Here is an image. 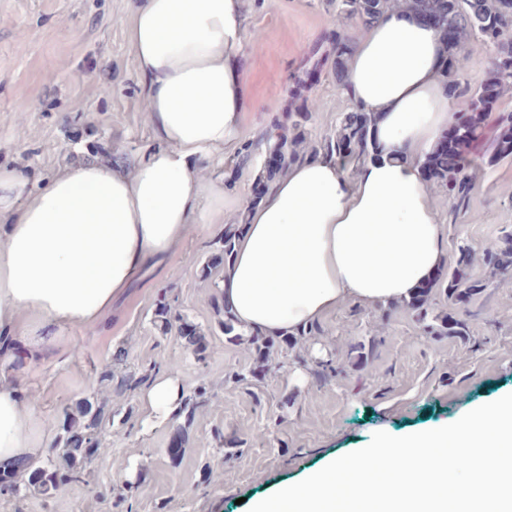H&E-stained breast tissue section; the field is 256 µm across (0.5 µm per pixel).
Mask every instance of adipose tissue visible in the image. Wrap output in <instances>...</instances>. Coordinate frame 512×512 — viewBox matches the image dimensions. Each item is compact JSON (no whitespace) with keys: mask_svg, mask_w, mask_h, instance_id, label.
I'll list each match as a JSON object with an SVG mask.
<instances>
[{"mask_svg":"<svg viewBox=\"0 0 512 512\" xmlns=\"http://www.w3.org/2000/svg\"><path fill=\"white\" fill-rule=\"evenodd\" d=\"M128 39L158 143L129 165L83 161L32 189L0 168V465L42 458L49 425L23 406L3 371L24 349L37 361L74 326L97 330L137 288L152 286L206 203L242 131V0H139ZM444 39L431 21L395 11L361 27L343 92L377 113L378 157L349 172L318 155L253 204L220 281L243 329L268 336L308 327L342 306L409 299L447 256L443 225L421 167L455 121L443 71ZM179 380L142 396L152 421L181 405Z\"/></svg>","mask_w":512,"mask_h":512,"instance_id":"1","label":"adipose tissue"}]
</instances>
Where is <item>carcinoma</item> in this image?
I'll return each mask as SVG.
<instances>
[{
	"mask_svg": "<svg viewBox=\"0 0 512 512\" xmlns=\"http://www.w3.org/2000/svg\"><path fill=\"white\" fill-rule=\"evenodd\" d=\"M400 7L416 14L430 17L442 32L450 37L445 42L444 56L458 59L465 57L475 47L490 56V67L481 84L472 88L453 81L454 94L467 102V109L457 117L452 126L454 144H443L422 162L427 181L442 188L448 197V216L452 220L470 209L473 177L467 172L468 149L477 142L483 143L481 165L493 167L512 159V112L498 113L495 132L487 135V119L497 109L502 97L512 92V0H336V17L342 24L349 19H376ZM331 46L336 55L334 72L341 81L346 57L351 47V37L346 31L336 29ZM310 88L307 81L295 77L290 90L291 98L304 99L303 105L288 110V124L273 123L266 138L271 161L264 162L261 182L271 185L283 177L288 169L317 154L334 157L343 164L350 161L365 162L376 158L372 129L378 116L365 112L355 105L340 118L336 131L317 145H306V126L313 120L314 105L304 97ZM242 224L232 221L224 225V236L216 242V255L209 258L202 268L204 276L220 266H228L234 259L236 238ZM480 263L485 276L472 274L475 263ZM512 274V234L503 237L502 245L476 256L467 244H460L452 260L438 267L430 286L420 290L412 299L382 307V318L387 320L393 308L401 307L411 315L425 336H471L477 314L470 306L489 287L493 279ZM216 313L224 316L221 322L224 338L230 344H243L251 363L234 379L247 384L261 381L271 374L279 362L274 354H293L294 360L310 371L320 384H326L344 371L336 353L325 357L307 358L308 345L325 335L323 327L314 323L303 330L285 337L248 333L238 325L227 304L213 301ZM156 321L163 331L176 330L195 355L204 363L208 347L203 334L192 328L184 333L181 326L186 319L173 311L172 300L163 297L158 301ZM376 341L357 342L349 346L347 357L351 364L362 367L374 358ZM104 405L93 397H86L66 410L59 422L53 455L43 463L24 465L15 470L8 481V497L22 493L51 494L60 489V479L79 478L83 465L90 462L88 448L100 446L99 431L104 422Z\"/></svg>",
	"mask_w": 512,
	"mask_h": 512,
	"instance_id": "1",
	"label": "carcinoma"
}]
</instances>
